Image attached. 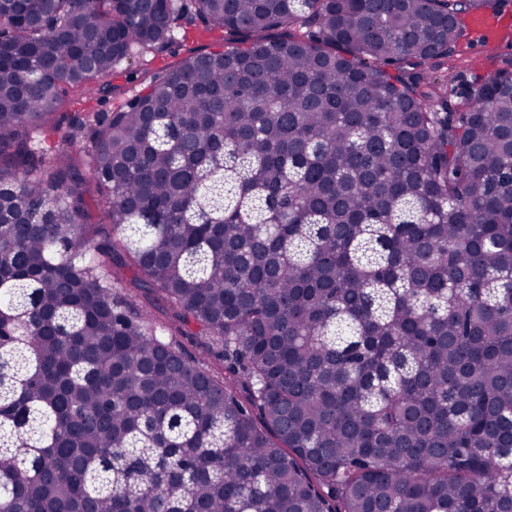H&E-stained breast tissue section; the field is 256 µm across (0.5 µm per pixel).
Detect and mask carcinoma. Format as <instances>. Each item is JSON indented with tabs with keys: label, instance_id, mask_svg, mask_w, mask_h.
Returning a JSON list of instances; mask_svg holds the SVG:
<instances>
[{
	"label": "carcinoma",
	"instance_id": "obj_1",
	"mask_svg": "<svg viewBox=\"0 0 512 512\" xmlns=\"http://www.w3.org/2000/svg\"><path fill=\"white\" fill-rule=\"evenodd\" d=\"M490 2L0 0V504L512 512V68L422 79ZM221 33L207 31L198 20L192 24L181 21L177 29L178 41L163 52L136 54L121 65V73L112 79L117 86L114 94L101 101L100 96L87 95L85 92L71 93L58 112H112L126 100L139 94L146 86L142 79L143 72H155L165 67L176 66L192 50L222 49L224 41Z\"/></svg>",
	"mask_w": 512,
	"mask_h": 512
}]
</instances>
